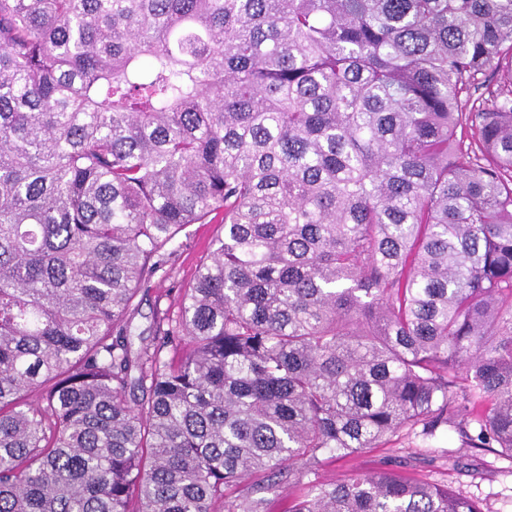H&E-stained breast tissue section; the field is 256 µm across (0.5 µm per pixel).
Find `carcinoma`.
Wrapping results in <instances>:
<instances>
[{
	"instance_id": "1",
	"label": "carcinoma",
	"mask_w": 512,
	"mask_h": 512,
	"mask_svg": "<svg viewBox=\"0 0 512 512\" xmlns=\"http://www.w3.org/2000/svg\"><path fill=\"white\" fill-rule=\"evenodd\" d=\"M402 430L512 458V0H0V512H270ZM221 231V224H190L179 234L176 251L166 267L167 273L160 271L141 286L137 297L138 313L131 328L135 338L141 332L149 335L156 314L162 317L167 309L177 310L182 289L192 281L211 240Z\"/></svg>"
}]
</instances>
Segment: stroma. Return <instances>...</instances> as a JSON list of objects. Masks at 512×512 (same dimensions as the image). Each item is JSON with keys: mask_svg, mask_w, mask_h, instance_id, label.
<instances>
[{"mask_svg": "<svg viewBox=\"0 0 512 512\" xmlns=\"http://www.w3.org/2000/svg\"><path fill=\"white\" fill-rule=\"evenodd\" d=\"M221 225L192 224L178 236L176 251L167 269L142 284L133 334L148 332L155 316L176 309L182 290L192 281L197 265ZM395 470L426 481L446 485L466 496L487 503L491 512H512V460L475 448L461 447L451 434L431 446L420 439L399 434L378 448H366L355 456L325 459L320 473L336 481L356 472Z\"/></svg>", "mask_w": 512, "mask_h": 512, "instance_id": "35a3bbf8", "label": "stroma"}]
</instances>
